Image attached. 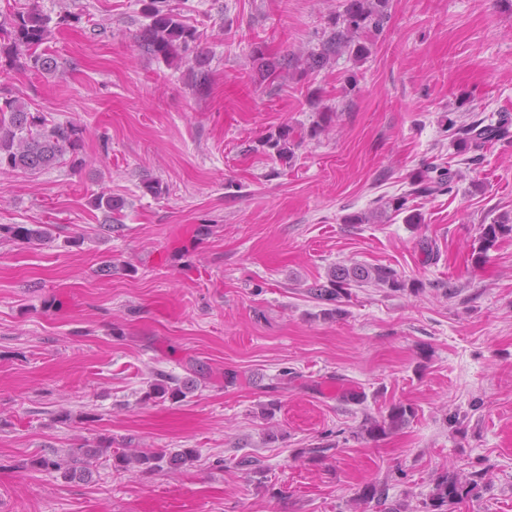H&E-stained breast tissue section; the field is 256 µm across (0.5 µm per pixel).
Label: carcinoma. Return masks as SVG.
<instances>
[{"mask_svg": "<svg viewBox=\"0 0 512 512\" xmlns=\"http://www.w3.org/2000/svg\"><path fill=\"white\" fill-rule=\"evenodd\" d=\"M144 16L149 22L139 34L141 50L168 65L185 58L192 45L199 39L195 27L186 24L182 15L164 4L163 0H141ZM389 0H346L344 10L336 17L332 28L323 33L317 48L305 56L286 55L274 58L266 55L260 47L251 54L254 80L260 83H274L289 70L303 68L305 71L321 70L332 64L336 57L349 52L356 59L366 57L370 49L361 37L368 31L379 32L389 19ZM51 18L43 13L38 2L18 14L0 20V73L18 67L40 74H52L58 69L55 57L48 53L45 44L49 42L52 29ZM198 67L196 87L200 88L209 80L208 56L198 51L195 55ZM336 112H321L307 130L296 131L294 127L282 125L269 133L262 141L265 152L280 162L291 164L295 149L307 138H315L332 128ZM448 130L457 136L461 152H480L485 147L512 138V117L503 115L496 123H485L473 119L460 125L448 120ZM83 129L72 123H50L40 112H33L23 97L10 91L0 93V170L33 175L65 160L72 165L82 164L77 158ZM460 171L451 170L435 163H425L417 178L410 183V189L386 202L387 208L396 215L408 209L409 199L433 197L449 193L453 189ZM95 207L107 213L119 211L123 200L105 191L94 198ZM54 224H0V241L7 240L21 244H44L55 240ZM512 235V217L500 215L489 224L480 225L478 247L473 249L472 258L480 264L489 258V251L496 248L500 238ZM375 286L400 291L407 288L398 273L383 265L365 266L354 264L350 267L335 266L324 283L316 282L309 287L315 299L334 305L331 313L340 315V303L350 296L353 287ZM186 383L163 372H155V380L144 393L143 401L158 403L166 400L178 401L186 397ZM415 415L412 406L402 403L391 406L386 418L379 421L365 418L361 433L376 440L390 431L399 429ZM114 457L123 470L142 468L149 471L164 467L178 468L194 460L196 451L190 448L175 454L163 451L124 448L112 451V442L102 439L93 448L83 445L71 448L65 456L52 450L29 461V465L49 474H55L65 481L91 476V460ZM484 477L480 472H444L433 479V487L423 502L425 512H454L456 505L476 495L479 482ZM388 500V488L384 484L370 482L364 485L351 507L375 503L384 506Z\"/></svg>", "mask_w": 512, "mask_h": 512, "instance_id": "cac0c4a2", "label": "carcinoma"}]
</instances>
